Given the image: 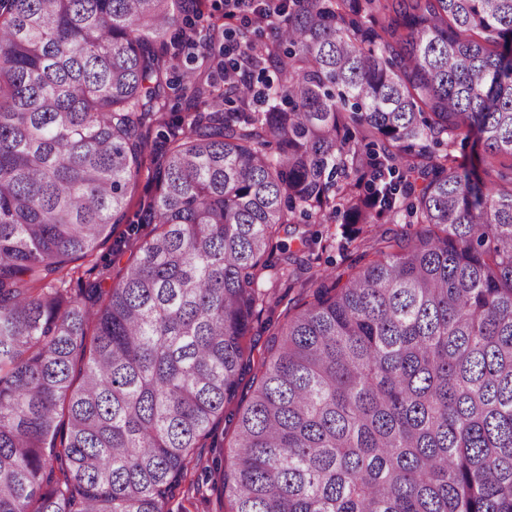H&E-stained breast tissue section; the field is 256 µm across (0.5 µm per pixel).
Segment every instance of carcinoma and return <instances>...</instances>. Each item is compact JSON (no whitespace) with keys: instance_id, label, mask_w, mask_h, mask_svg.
<instances>
[{"instance_id":"obj_1","label":"carcinoma","mask_w":512,"mask_h":512,"mask_svg":"<svg viewBox=\"0 0 512 512\" xmlns=\"http://www.w3.org/2000/svg\"><path fill=\"white\" fill-rule=\"evenodd\" d=\"M184 2L0 0V512H169L225 419L227 512H512V0H280L178 114ZM455 154L464 161L467 166L472 163L477 164L478 159L483 156L482 146L476 142L473 135L466 137L460 136L455 144ZM149 166L150 161L147 159L141 168L137 188L132 195L130 205L127 209L126 217L122 223L117 226L115 237L123 236L125 231V224L137 223L142 219L141 198L144 195V188L148 185V182L151 178V169ZM332 222V223H331ZM310 228L313 232L317 233L319 236V240L321 242L318 243L315 247L316 253H319L320 266L314 267V269L321 270H331L337 273L347 272L351 269V267L359 268L363 266L365 263L371 259V256L360 257L361 252H356V250H352V247L349 249H341L338 246V242L341 239L342 231H351L352 227H342L341 224H336L334 221L328 220L322 222V224H311ZM327 230L329 232H336V245L333 247H327L326 249L321 250V245L324 244L325 236H327ZM321 236H323L321 238Z\"/></svg>"}]
</instances>
